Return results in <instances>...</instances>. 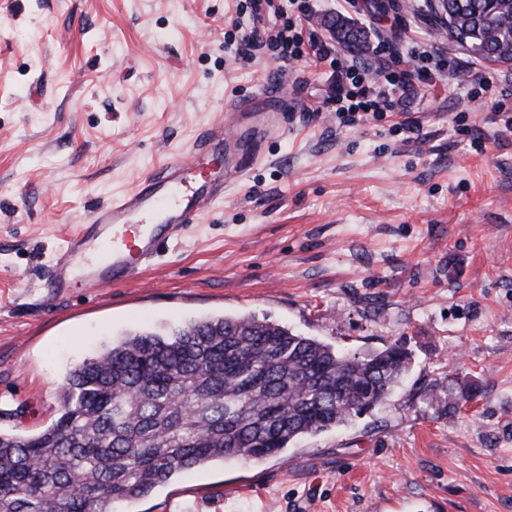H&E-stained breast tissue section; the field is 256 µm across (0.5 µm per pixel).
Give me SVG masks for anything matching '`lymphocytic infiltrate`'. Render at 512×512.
Listing matches in <instances>:
<instances>
[{
    "label": "lymphocytic infiltrate",
    "instance_id": "obj_1",
    "mask_svg": "<svg viewBox=\"0 0 512 512\" xmlns=\"http://www.w3.org/2000/svg\"><path fill=\"white\" fill-rule=\"evenodd\" d=\"M249 26L243 28L240 44L244 53L269 51L273 60L294 62L306 57L329 63L336 73L339 88L335 112L344 122L355 125L365 117L381 119L395 111L398 91L408 90L414 74H421L428 84L441 81L449 68L447 59L435 57L428 50L418 51L417 71L399 69L396 61L379 65L376 75H368L357 63H344L326 44L315 37H304V24L310 17L307 5L289 0L275 16L276 28L266 27L262 18V0H248Z\"/></svg>",
    "mask_w": 512,
    "mask_h": 512
}]
</instances>
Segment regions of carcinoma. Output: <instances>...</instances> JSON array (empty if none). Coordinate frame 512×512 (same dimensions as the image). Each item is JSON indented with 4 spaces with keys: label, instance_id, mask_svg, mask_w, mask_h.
<instances>
[{
    "label": "carcinoma",
    "instance_id": "obj_1",
    "mask_svg": "<svg viewBox=\"0 0 512 512\" xmlns=\"http://www.w3.org/2000/svg\"><path fill=\"white\" fill-rule=\"evenodd\" d=\"M443 10L425 0L448 40L512 63V0H445ZM334 19L328 32L347 52L369 49L365 26ZM410 364L399 343L349 355L254 316L128 333L67 373L51 424L0 430V512H112L178 474L274 456L385 403Z\"/></svg>",
    "mask_w": 512,
    "mask_h": 512
}]
</instances>
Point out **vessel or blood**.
Instances as JSON below:
<instances>
[{"instance_id": "1", "label": "vessel or blood", "mask_w": 512, "mask_h": 512, "mask_svg": "<svg viewBox=\"0 0 512 512\" xmlns=\"http://www.w3.org/2000/svg\"><path fill=\"white\" fill-rule=\"evenodd\" d=\"M285 101L269 91L233 101L224 124L210 126L189 149L142 177L131 191L96 207L58 250L47 293L63 295L73 281L128 283L158 254L161 242L198 223L229 188L246 180L264 145L285 131ZM257 119V136L244 139L241 116Z\"/></svg>"}]
</instances>
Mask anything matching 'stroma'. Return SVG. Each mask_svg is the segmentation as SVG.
I'll return each instance as SVG.
<instances>
[{
  "instance_id": "obj_1",
  "label": "stroma",
  "mask_w": 512,
  "mask_h": 512,
  "mask_svg": "<svg viewBox=\"0 0 512 512\" xmlns=\"http://www.w3.org/2000/svg\"><path fill=\"white\" fill-rule=\"evenodd\" d=\"M238 3L0 0V429L51 423L68 371L124 332L253 315L350 354L399 341L411 366L343 426L116 512H512V128L493 111L512 66L475 62L410 10L310 0L319 38L333 12L368 28L364 67L419 46L479 76L414 81L397 112L346 126L328 66L237 54ZM265 89L290 130L223 204L131 283L47 299L84 215ZM405 116L414 132L397 131Z\"/></svg>"
}]
</instances>
